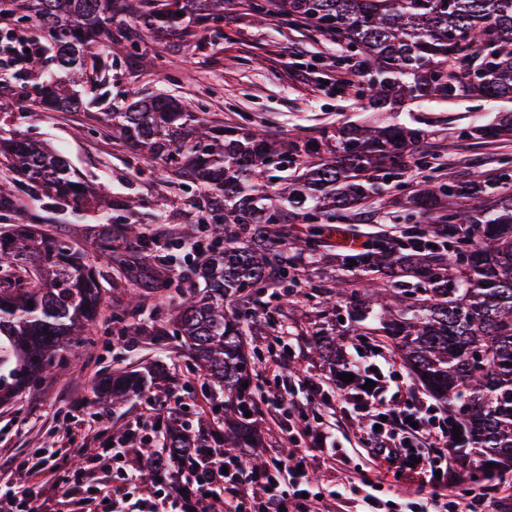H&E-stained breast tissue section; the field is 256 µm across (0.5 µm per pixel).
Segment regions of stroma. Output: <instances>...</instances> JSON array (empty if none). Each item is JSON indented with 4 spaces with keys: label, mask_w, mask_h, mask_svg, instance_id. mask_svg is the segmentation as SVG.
Returning a JSON list of instances; mask_svg holds the SVG:
<instances>
[{
    "label": "stroma",
    "mask_w": 512,
    "mask_h": 512,
    "mask_svg": "<svg viewBox=\"0 0 512 512\" xmlns=\"http://www.w3.org/2000/svg\"><path fill=\"white\" fill-rule=\"evenodd\" d=\"M269 15L257 21L249 0H224V30L213 42L195 44L173 37L163 53L154 51V34L135 19L120 26L136 44L133 54H118L107 75V95L97 106L67 112H36L20 106L0 116V126L23 131L50 143L70 166L94 186L103 188L104 202L83 207L57 208L35 194L24 197V213L39 224L50 239L69 242L88 251L94 229L100 224H139L144 241L123 240L126 250L153 245L161 269L179 274L170 258L186 225H197L198 204L207 194L205 185L173 184L161 161H149L112 140L99 123L98 113L122 105L131 92L167 93L186 102H201L209 118L224 122H247L275 140L312 137L334 131L347 121L367 116L355 88L339 85L344 68L362 64V57H349L344 46L330 36L311 32L305 22L293 25L282 19L283 0H269ZM511 111L512 100L460 97L452 101L424 99L399 108V122L424 129L429 137L423 149L431 167L445 181L470 184L482 181L512 157V137H458L459 129L490 125L498 113ZM424 170L402 171L397 180L381 181V193L358 211L347 213L340 226L339 252L355 249L361 242L394 234L401 224L400 212L407 195L419 189ZM105 300L99 320L90 327L92 345H74L67 350V364L55 375L42 377L26 389L0 402V478L9 474V462L33 464L43 449L60 448L58 468L36 475L31 484L37 507L53 512H71L80 487L65 483L87 448L104 446L129 430L142 415L149 398L160 390L184 394L189 404L187 419L204 420L208 414L207 390L202 378L189 371L191 352L167 322L175 305V290L165 292L143 287L134 274L120 265L99 263ZM308 298L292 299L281 335L287 365L279 380L281 388H297L301 377L326 379L328 372L311 357L313 337L300 333L302 312L310 310ZM121 314L126 325H136L135 339L121 338L111 317ZM349 358L363 357L376 368L381 385L399 384L421 391L420 382L398 358H380L372 348L349 346ZM148 375L144 392L118 407L99 406L94 395L104 379L116 371ZM106 418V429L89 435L75 418L88 411ZM316 416L335 420L338 438L352 463L343 466L313 458L312 475L330 490L341 489L355 479L358 469L376 475L377 469L359 447L354 427L356 412L339 413L335 399L322 400L309 408Z\"/></svg>",
    "instance_id": "1"
}]
</instances>
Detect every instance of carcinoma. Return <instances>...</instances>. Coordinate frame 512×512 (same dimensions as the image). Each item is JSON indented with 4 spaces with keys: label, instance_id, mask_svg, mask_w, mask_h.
<instances>
[{
    "label": "carcinoma",
    "instance_id": "obj_1",
    "mask_svg": "<svg viewBox=\"0 0 512 512\" xmlns=\"http://www.w3.org/2000/svg\"><path fill=\"white\" fill-rule=\"evenodd\" d=\"M15 2L25 18L37 20L54 52L57 71L31 101L42 112L88 105L81 92L94 90L125 48L112 30L116 15L139 19L160 40L211 34L224 19V0ZM286 4L285 16L307 20L362 54L367 80L360 96L379 118L281 142L245 125L210 121L203 107L166 94L134 95L101 118L124 145L161 160L171 178L206 184L204 225L224 243L194 267L204 290L180 300L170 320L191 350L194 373L210 387L212 418L205 428L170 423L168 453L142 449L152 458L145 479L175 464L191 478L211 453L256 447L258 351L246 349L242 336L269 289L296 295L307 271L317 278L308 297L319 310L306 331L317 337L315 358L337 375L348 372L346 335L333 325L337 308L345 307L352 339L398 355L448 405L461 439L453 450L478 461L475 482L500 478L512 471V172L469 185L429 177L406 201L401 238L344 254L334 272L327 263L336 221L378 194L376 176L395 175L408 162L428 164L416 150L425 131L393 123L385 113L413 99H512V0ZM487 132L512 135V112L499 113L489 129L471 127L467 136ZM0 156L13 174L0 183V216L23 211L30 192L74 206L95 199L66 157L46 143L0 134ZM285 160L295 170L268 185L265 170ZM431 223L447 231L431 247L416 243L421 226ZM290 224H307L308 233L290 241ZM91 247L112 261L111 225H100ZM135 272L156 289L173 285V277L142 260ZM101 311L99 272L68 242L42 241L36 224L0 231V396L64 366L63 353L87 341ZM144 388L141 375L114 374L98 402L116 405Z\"/></svg>",
    "mask_w": 512,
    "mask_h": 512
}]
</instances>
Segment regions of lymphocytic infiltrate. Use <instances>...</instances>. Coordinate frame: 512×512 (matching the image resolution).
<instances>
[{
  "mask_svg": "<svg viewBox=\"0 0 512 512\" xmlns=\"http://www.w3.org/2000/svg\"><path fill=\"white\" fill-rule=\"evenodd\" d=\"M324 383L306 380L297 390L274 400L276 409L288 416L282 434L285 442L304 441V449L280 456L257 468L246 456L226 455L213 459L197 480L195 488L182 481H161L150 497H142L140 464L126 442L118 441L99 452H88L85 464L76 471L79 478L93 479L77 503L79 512H210L214 501L224 504V512H323L325 489L309 473L311 452L329 460L348 464L339 448L334 428L312 419L309 404L324 397ZM341 403L358 408L366 425L358 439L376 462L388 467L396 463H417L434 491L422 504V512H498L497 500L480 492L466 497L436 493L442 471L448 470V419L435 404L419 393L403 400L388 401L381 386L370 390L344 392ZM55 452L39 457L35 466L16 465L13 481L0 484V512H32L34 494L27 481L31 470L53 469ZM109 461L116 466L113 480L96 478L97 468Z\"/></svg>",
  "mask_w": 512,
  "mask_h": 512,
  "instance_id": "obj_1",
  "label": "lymphocytic infiltrate"
}]
</instances>
